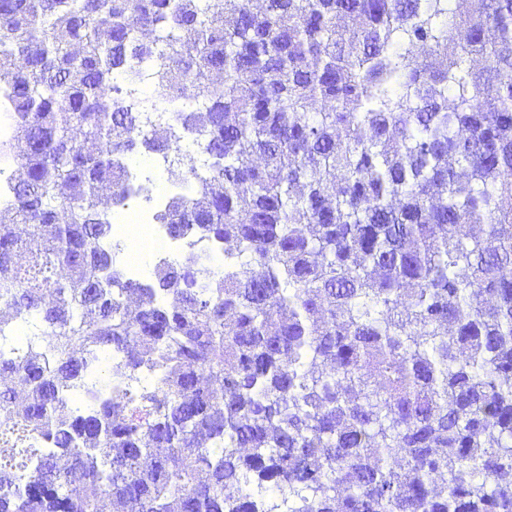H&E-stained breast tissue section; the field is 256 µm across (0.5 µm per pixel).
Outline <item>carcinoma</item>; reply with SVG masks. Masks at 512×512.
Returning <instances> with one entry per match:
<instances>
[{
    "mask_svg": "<svg viewBox=\"0 0 512 512\" xmlns=\"http://www.w3.org/2000/svg\"><path fill=\"white\" fill-rule=\"evenodd\" d=\"M264 2L0 0V512H512V0ZM136 219L154 247L157 259H168L183 250V243L169 235L165 224H155L150 212H137Z\"/></svg>",
    "mask_w": 512,
    "mask_h": 512,
    "instance_id": "1",
    "label": "carcinoma"
}]
</instances>
